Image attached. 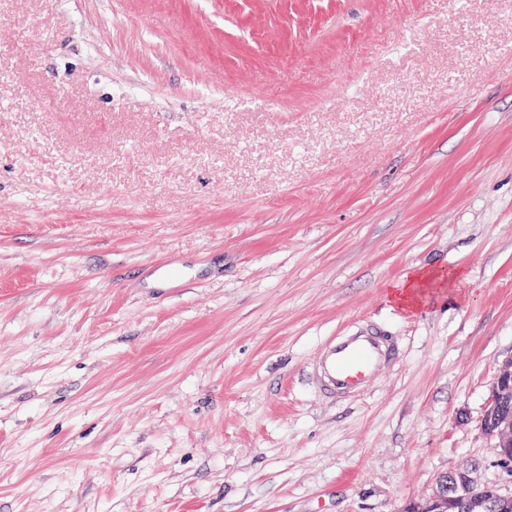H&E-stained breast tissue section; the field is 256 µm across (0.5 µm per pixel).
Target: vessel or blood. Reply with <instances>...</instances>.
<instances>
[{
	"instance_id": "obj_1",
	"label": "vessel or blood",
	"mask_w": 512,
	"mask_h": 512,
	"mask_svg": "<svg viewBox=\"0 0 512 512\" xmlns=\"http://www.w3.org/2000/svg\"><path fill=\"white\" fill-rule=\"evenodd\" d=\"M401 356L397 337L358 324L323 341L310 367L312 382L331 401L358 397Z\"/></svg>"
}]
</instances>
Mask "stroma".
<instances>
[{
    "label": "stroma",
    "mask_w": 512,
    "mask_h": 512,
    "mask_svg": "<svg viewBox=\"0 0 512 512\" xmlns=\"http://www.w3.org/2000/svg\"><path fill=\"white\" fill-rule=\"evenodd\" d=\"M367 320L402 360L322 401ZM510 359L504 0H0V512L512 496ZM429 276L430 273L423 268L410 267L399 283L387 287L389 290L386 292V299L401 308H413L419 300L417 288ZM401 356L396 336L357 324L323 341L310 367L312 382L331 401L359 397ZM512 403V361L506 363L500 370L494 383L490 399L484 414L483 429L496 435L498 442L496 465L506 473H512V422L502 426L503 410ZM490 426H499L497 432L487 430ZM459 476V484L458 480L455 476L449 479L450 483L444 482L440 484L439 491L436 492L433 502L431 506L427 509V511H438V512H446L448 507H458L463 502L465 496L457 495L451 496L450 493H456L459 489H468V488H476L479 487L473 477L471 476V472L468 470H455ZM456 509H459L456 508Z\"/></svg>",
    "instance_id": "stroma-1"
}]
</instances>
